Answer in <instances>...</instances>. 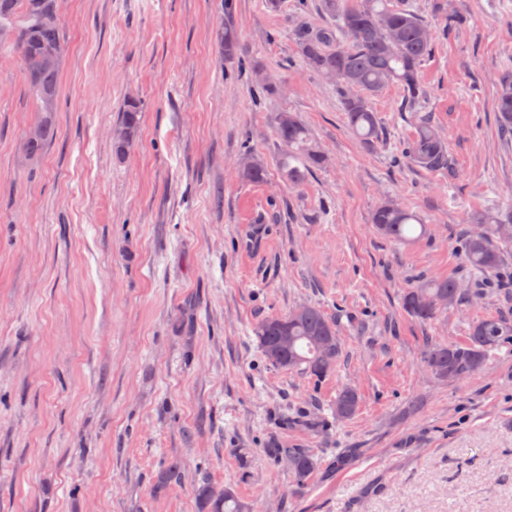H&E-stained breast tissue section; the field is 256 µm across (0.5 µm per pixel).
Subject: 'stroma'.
Instances as JSON below:
<instances>
[{"instance_id":"35a3bbf8","label":"stroma","mask_w":512,"mask_h":512,"mask_svg":"<svg viewBox=\"0 0 512 512\" xmlns=\"http://www.w3.org/2000/svg\"><path fill=\"white\" fill-rule=\"evenodd\" d=\"M413 6L434 33L421 79L447 173L403 159L416 119L398 87L371 99L383 141L349 129L293 37L328 23L319 0H236L232 60L220 0H60L56 136L35 161L21 61L0 48V512H198L205 482L253 512H512V346L461 382L421 359L427 340L465 341L512 309V243L494 288L460 256L469 216L512 204L496 112L512 0ZM451 13L466 18L454 31ZM259 67L282 86L260 102ZM130 96L141 131L119 160ZM283 110L327 157L297 186L278 168ZM246 153L264 181L239 178ZM387 198L426 234L379 235ZM420 275L458 277L469 298L419 322L401 297ZM301 305L337 321L341 357L319 379L268 364L255 334ZM347 387L360 403L339 420ZM273 447L319 461L302 490ZM175 460L179 479L161 483ZM221 9L224 10V31L220 34V43L224 50V57L233 58L240 54L242 48L238 30L233 22L234 0L221 1Z\"/></svg>"}]
</instances>
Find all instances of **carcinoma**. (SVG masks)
Masks as SVG:
<instances>
[{
  "label": "carcinoma",
  "instance_id": "cac0c4a2",
  "mask_svg": "<svg viewBox=\"0 0 512 512\" xmlns=\"http://www.w3.org/2000/svg\"><path fill=\"white\" fill-rule=\"evenodd\" d=\"M32 0H0V40L9 39L23 65L29 93L39 115V128L26 144L27 155L38 158L55 133L54 117L42 112L45 96H59L60 67L66 51L57 0H42L39 11L30 8ZM224 31L220 43L224 56L241 52L238 30L233 22L234 0H222ZM321 10L330 24L317 29L301 25L294 31L300 60L304 66L329 79L336 89L352 131L365 144L380 140L381 128L370 98L386 87L397 84L404 94L405 107L416 116V132L403 149L412 164L435 171L448 164L446 143L434 126L431 115L420 114L427 93L419 72L432 51L433 32L427 22L412 9L408 0H321ZM52 50L56 59L45 63L43 52ZM497 109L501 134L512 137V67L498 75ZM142 124V107L138 99H125L112 148L122 158L137 142ZM276 134L284 149L279 157L283 176L300 184L306 172L325 163V156L313 144L308 128L292 112H281L276 119ZM239 173L243 180L264 179L263 167L244 156ZM377 232L390 240L410 242L413 234L424 235L426 224L416 212L392 199L383 201L372 214ZM469 223L482 228L465 235L461 250L465 266L485 278L501 269V242H512V215L502 217L499 208L473 213ZM463 300L461 282L453 277H417L404 292L402 306L411 317L428 321L442 306ZM288 333V345L280 336ZM256 335L268 363L289 370H301L317 379L336 365L340 343L335 321L320 308L300 306L285 316H271L256 326ZM512 343V312L477 321L469 330L464 344L428 341L423 360L441 380L462 381L482 369L489 352ZM359 405L355 389L342 390L334 407L338 419L353 416ZM268 452L286 460L294 483L305 484L317 468L308 448H270ZM198 496L202 512H248V506L231 490L202 487Z\"/></svg>",
  "mask_w": 512,
  "mask_h": 512
}]
</instances>
